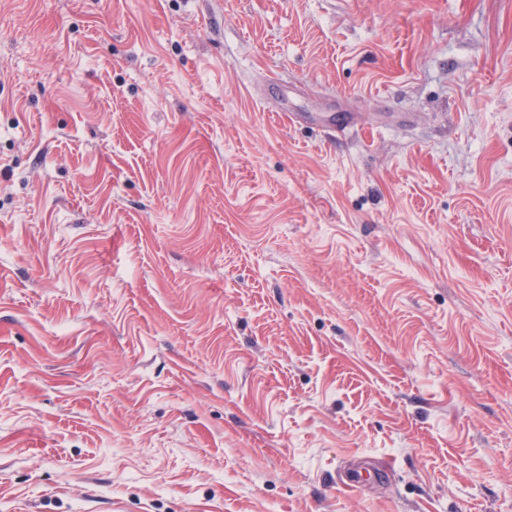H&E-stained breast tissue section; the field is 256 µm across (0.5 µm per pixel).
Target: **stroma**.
<instances>
[{"mask_svg":"<svg viewBox=\"0 0 512 512\" xmlns=\"http://www.w3.org/2000/svg\"><path fill=\"white\" fill-rule=\"evenodd\" d=\"M0 512H512V0H0Z\"/></svg>","mask_w":512,"mask_h":512,"instance_id":"stroma-1","label":"stroma"}]
</instances>
